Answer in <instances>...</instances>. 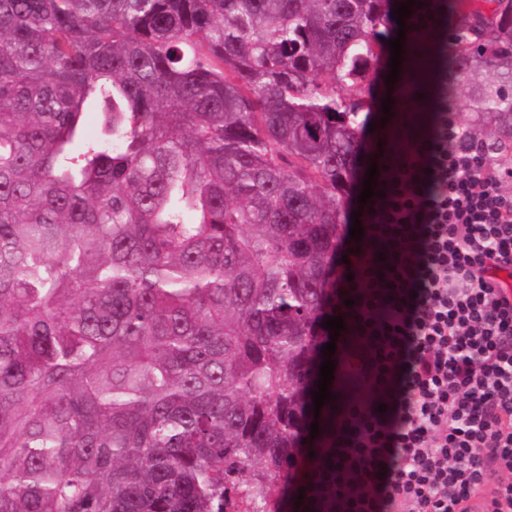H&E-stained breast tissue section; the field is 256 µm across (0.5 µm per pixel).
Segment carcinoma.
I'll return each instance as SVG.
<instances>
[{
	"instance_id": "1",
	"label": "carcinoma",
	"mask_w": 512,
	"mask_h": 512,
	"mask_svg": "<svg viewBox=\"0 0 512 512\" xmlns=\"http://www.w3.org/2000/svg\"><path fill=\"white\" fill-rule=\"evenodd\" d=\"M433 2L446 92L512 166V0ZM392 21L0 0V512H288ZM365 170L363 169V166L360 168L357 181H356V188L353 191V193L350 195L346 203L343 207V212L341 215V223H342V238L346 234L349 233L351 225H354L355 218H359V220H363L362 216V209H360V202H357V197L360 195L361 191L363 189V181L365 179H368L369 177H365ZM352 212H359L361 213V217H354V220H351V213Z\"/></svg>"
}]
</instances>
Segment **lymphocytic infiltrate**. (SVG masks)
<instances>
[{"mask_svg": "<svg viewBox=\"0 0 512 512\" xmlns=\"http://www.w3.org/2000/svg\"><path fill=\"white\" fill-rule=\"evenodd\" d=\"M512 167L449 117L396 153L332 305L345 323L333 428L298 512H512Z\"/></svg>", "mask_w": 512, "mask_h": 512, "instance_id": "f902f5d3", "label": "lymphocytic infiltrate"}]
</instances>
